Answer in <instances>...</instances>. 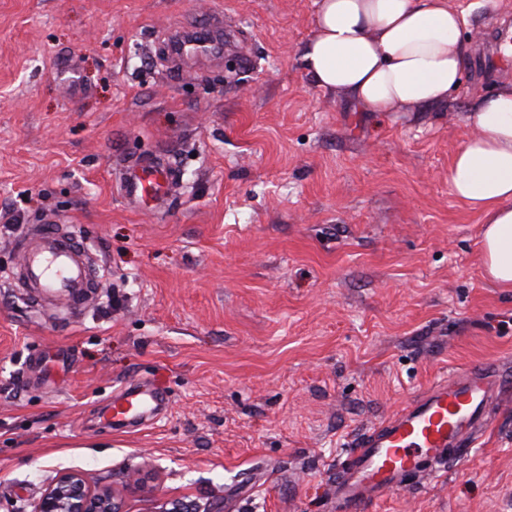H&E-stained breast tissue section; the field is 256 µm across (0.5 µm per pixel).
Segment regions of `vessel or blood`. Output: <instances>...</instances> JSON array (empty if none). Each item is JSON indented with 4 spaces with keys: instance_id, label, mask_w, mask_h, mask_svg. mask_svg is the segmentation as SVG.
Instances as JSON below:
<instances>
[{
    "instance_id": "obj_1",
    "label": "vessel or blood",
    "mask_w": 512,
    "mask_h": 512,
    "mask_svg": "<svg viewBox=\"0 0 512 512\" xmlns=\"http://www.w3.org/2000/svg\"><path fill=\"white\" fill-rule=\"evenodd\" d=\"M174 58L221 55L224 24L216 22L203 43L175 36ZM174 168L152 161L127 166L120 192L128 206L158 210L168 202ZM78 236L44 228L26 246L18 287L34 289L44 300L81 305L96 284V271L84 258ZM503 395L500 374L475 365L429 385L399 413L363 432L351 443L346 464L336 476L338 512H359L366 504L401 489L426 472L437 471L448 457L468 455L487 426L488 411ZM167 392L160 383L131 384L113 400L106 422L129 425L160 417Z\"/></svg>"
}]
</instances>
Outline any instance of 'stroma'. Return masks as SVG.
I'll use <instances>...</instances> for the list:
<instances>
[{
    "instance_id": "stroma-1",
    "label": "stroma",
    "mask_w": 512,
    "mask_h": 512,
    "mask_svg": "<svg viewBox=\"0 0 512 512\" xmlns=\"http://www.w3.org/2000/svg\"><path fill=\"white\" fill-rule=\"evenodd\" d=\"M450 4L476 51L462 90L364 112L306 69L314 0H0V512H36L64 470L138 474L125 512H336L347 445L478 364L504 396L471 453L360 512H512V290L485 278L480 217L448 184L473 97L512 82L478 59L512 34V0ZM218 13L250 60L170 67L160 38ZM158 155L171 204L128 211L119 163ZM46 224L99 261L83 310L11 285ZM47 351L65 359L51 392L29 379ZM156 378L166 417L103 423Z\"/></svg>"
}]
</instances>
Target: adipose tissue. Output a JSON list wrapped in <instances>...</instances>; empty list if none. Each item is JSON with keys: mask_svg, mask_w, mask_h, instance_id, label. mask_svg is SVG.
Wrapping results in <instances>:
<instances>
[{"mask_svg": "<svg viewBox=\"0 0 512 512\" xmlns=\"http://www.w3.org/2000/svg\"><path fill=\"white\" fill-rule=\"evenodd\" d=\"M303 59L320 89L367 112L444 104L460 85L469 46L464 12L448 0H316ZM475 133L454 154L448 183L484 224L486 278L512 288V84L477 97Z\"/></svg>", "mask_w": 512, "mask_h": 512, "instance_id": "obj_1", "label": "adipose tissue"}]
</instances>
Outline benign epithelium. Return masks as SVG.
<instances>
[{
  "label": "benign epithelium",
  "instance_id": "7a95c632",
  "mask_svg": "<svg viewBox=\"0 0 512 512\" xmlns=\"http://www.w3.org/2000/svg\"><path fill=\"white\" fill-rule=\"evenodd\" d=\"M37 512H122L109 489L93 488L77 471H65L40 491Z\"/></svg>",
  "mask_w": 512,
  "mask_h": 512
}]
</instances>
